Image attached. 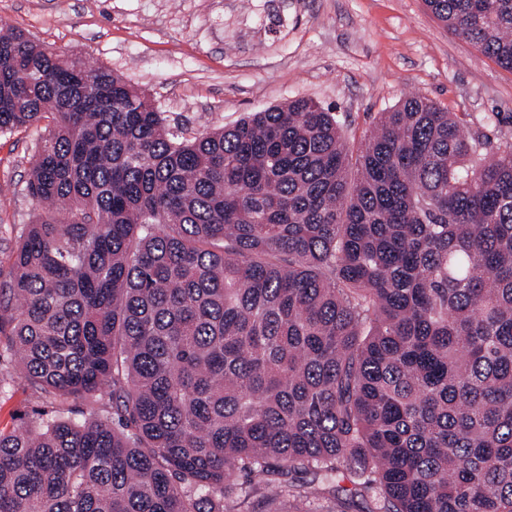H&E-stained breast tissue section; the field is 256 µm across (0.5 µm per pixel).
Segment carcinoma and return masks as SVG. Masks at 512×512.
<instances>
[{"label": "carcinoma", "instance_id": "carcinoma-1", "mask_svg": "<svg viewBox=\"0 0 512 512\" xmlns=\"http://www.w3.org/2000/svg\"><path fill=\"white\" fill-rule=\"evenodd\" d=\"M425 2L512 70V0ZM42 122L0 351L52 410L0 512H512L511 141L419 93L355 153L306 97L186 138L0 33V134Z\"/></svg>", "mask_w": 512, "mask_h": 512}]
</instances>
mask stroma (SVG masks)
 <instances>
[{"label":"stroma","mask_w":512,"mask_h":512,"mask_svg":"<svg viewBox=\"0 0 512 512\" xmlns=\"http://www.w3.org/2000/svg\"><path fill=\"white\" fill-rule=\"evenodd\" d=\"M32 34L143 92L178 134L231 126L307 97L337 112L358 148L379 113L421 93L468 130L512 141V70L482 56L424 0H0V30ZM40 130L0 136V262L40 205L26 190ZM0 395V428L40 408L18 374Z\"/></svg>","instance_id":"stroma-1"}]
</instances>
